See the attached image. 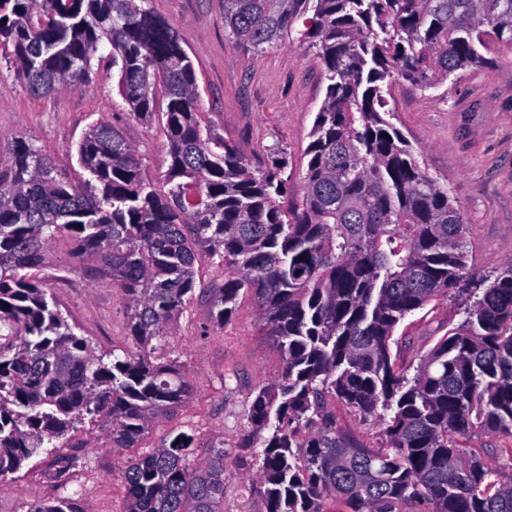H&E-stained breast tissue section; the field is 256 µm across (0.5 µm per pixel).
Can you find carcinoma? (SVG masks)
<instances>
[{
  "label": "carcinoma",
  "mask_w": 512,
  "mask_h": 512,
  "mask_svg": "<svg viewBox=\"0 0 512 512\" xmlns=\"http://www.w3.org/2000/svg\"><path fill=\"white\" fill-rule=\"evenodd\" d=\"M146 0H0V46L13 47L31 92L75 87L98 59L117 69L132 114H160L167 190L142 177L138 152L112 124L79 143L84 188L31 141L0 154V479L89 420L112 447L135 448L190 399L177 362L151 354L195 292L224 326L243 294L282 354L276 380L253 390L263 512H512V480L458 438L512 436V261L474 286L467 225L414 148L384 118L394 77L423 89L481 66L482 27L512 48V0H224L233 47L260 52L292 36L315 48L328 85L307 147L301 205L288 209V158L249 164L199 106L195 69L173 25ZM165 87L157 109L154 87ZM69 245L122 292L135 349L97 353L75 333L36 271ZM224 284L196 289L200 245ZM474 298L414 374L396 365L394 333L439 297ZM382 426L370 448L336 429L328 400ZM269 435H264L265 431ZM180 431L122 471L125 512H222L224 442L197 460ZM29 512H83L71 495Z\"/></svg>",
  "instance_id": "cac0c4a2"
}]
</instances>
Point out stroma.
I'll use <instances>...</instances> for the list:
<instances>
[{
    "label": "stroma",
    "mask_w": 512,
    "mask_h": 512,
    "mask_svg": "<svg viewBox=\"0 0 512 512\" xmlns=\"http://www.w3.org/2000/svg\"><path fill=\"white\" fill-rule=\"evenodd\" d=\"M147 6L177 30L196 71L200 107L217 131L254 166L264 165L270 146L283 147L291 199L300 202L309 133L327 85L314 49L290 39L258 53L238 52L224 26V0H147ZM481 52L487 66L459 71L428 90L396 79L385 97L389 120L416 148L420 167L447 184L468 226L474 267L493 275L512 260V48L490 37ZM102 120L136 149L144 178L162 185L170 165L163 127L133 116L118 92L115 70L102 64L78 87L34 94L0 51V152L13 137H28L78 184L89 174L77 162V146ZM41 274L69 322L97 351L130 347L122 293L111 281L76 270L62 243L48 246ZM462 319L458 303L448 299L407 317L394 334L399 365L415 368ZM167 332L170 355L180 361L194 392L171 418L152 424L139 448L157 447L169 434L188 430L195 431L201 449L223 442L229 451L224 512H261V494L251 482L255 462L232 449L251 435L245 412L252 391L278 377L283 361L253 298L241 296L231 322L220 327L206 298L195 297ZM135 451L112 447L102 430L79 425L58 448L0 479V512H26L31 503L51 501L66 490L79 494L86 512H124L121 471ZM62 456L84 460L64 490L55 479Z\"/></svg>",
    "instance_id": "35a3bbf8"
}]
</instances>
